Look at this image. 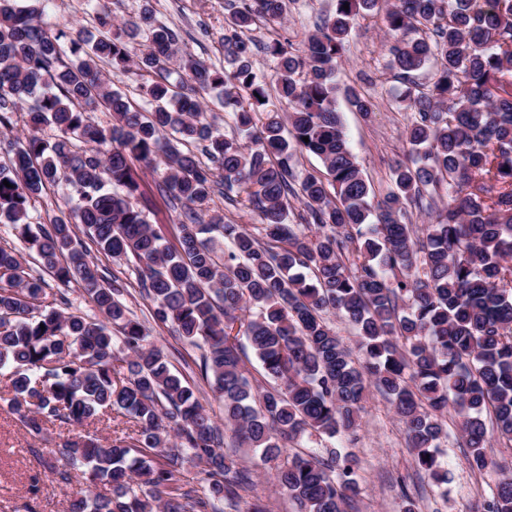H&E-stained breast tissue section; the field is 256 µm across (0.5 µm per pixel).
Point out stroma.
<instances>
[{"instance_id": "stroma-1", "label": "stroma", "mask_w": 512, "mask_h": 512, "mask_svg": "<svg viewBox=\"0 0 512 512\" xmlns=\"http://www.w3.org/2000/svg\"><path fill=\"white\" fill-rule=\"evenodd\" d=\"M228 2L110 0V7L112 20L118 24L137 14L143 5H151L157 21L179 33L184 50L220 68L224 65L222 43L229 16ZM331 8L332 0H292L283 23L256 22L249 36L259 45L280 39L290 42L296 50H303ZM46 11L54 27H80L92 33L100 30L96 15L85 0H50ZM389 62L384 15L374 12L353 26L336 71L339 88L356 87L374 103L373 112L367 115L344 102L339 109L356 160L380 197L392 185L396 160L404 158L408 151L404 136L407 114L396 101L402 85ZM140 175L141 190L151 206V224L160 228L166 238H173V227L181 221L178 212L158 192L156 174L144 169ZM91 258L107 274L127 283L126 305L146 323L151 341L162 349L172 370L196 385L213 420L223 423L224 405L197 368L201 349L177 336L170 326L154 321L150 301L139 293L136 260L118 263L97 251L92 252ZM364 406L360 425L346 442L358 460L360 485L351 512H403L409 498L417 505L415 512H475L489 500L505 469L512 468V440L493 432L489 435V448L494 467L481 472L472 470L467 450L461 445L458 419L451 412L447 415L448 440L441 448L448 481L437 483L418 472L404 425L388 400L371 388L365 393ZM129 429L126 417L116 413L85 426L51 429L44 439L38 440L31 437L8 409L6 401L0 400V512H65L67 496L46 468V460L59 458L66 440L93 432L101 439L110 440ZM36 448L41 449V456H33ZM224 451L251 477V488L239 502V512H247L255 502L266 505L269 512H295L291 499L276 485L275 464L263 463L258 451L237 447L230 434L225 437Z\"/></svg>"}]
</instances>
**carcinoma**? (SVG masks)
Here are the masks:
<instances>
[{"label":"carcinoma","instance_id":"carcinoma-1","mask_svg":"<svg viewBox=\"0 0 512 512\" xmlns=\"http://www.w3.org/2000/svg\"><path fill=\"white\" fill-rule=\"evenodd\" d=\"M40 2L0 0V223L42 270L32 274L0 246V375L10 410L35 439L108 410L135 426L106 443L90 435L64 443L56 481L72 485L78 465L86 484L109 489L74 493L70 512H224L251 484L224 455L223 431L196 389L130 316L126 284L90 259L79 226L113 260L138 261L153 318L205 350L199 370L223 401L224 426L277 462V484L297 512H347L359 495L347 448L323 457L290 454L288 445L354 431L369 383L404 423L418 471L447 481L438 455L450 407L470 467L484 470V416L512 438V0H394L386 8L410 149L381 201L348 145L335 80L353 21L380 0H334L300 54L287 41L266 43L269 78L254 70L253 43L242 33L258 19L281 22L288 0H237L221 69L182 51L148 7L114 34L108 0H87L101 27L92 37L51 28ZM143 33L135 55L130 41ZM428 64L435 80L421 89L414 74ZM133 67L145 107L112 87ZM272 87L288 105L284 115L267 110ZM211 90L224 95V112L252 145L209 120L202 95ZM344 95L372 111L356 89ZM100 106L112 125L95 122ZM44 126L57 131L54 141L40 136ZM173 134L199 153L181 152ZM303 152L327 176L310 173L296 186L292 162ZM134 159L184 209L174 245L131 202L140 194ZM218 186L257 215L260 235L215 211L203 220ZM49 187L61 189L68 216L38 214ZM442 188L448 200L431 224L420 232L404 222L407 205ZM292 198L314 234L290 223ZM47 276L78 285L99 316L80 312L64 292L47 307ZM331 314L355 326L359 358ZM247 347L271 389L253 387ZM183 455L203 464V490L179 484L172 462ZM484 512H512V477Z\"/></svg>","mask_w":512,"mask_h":512}]
</instances>
